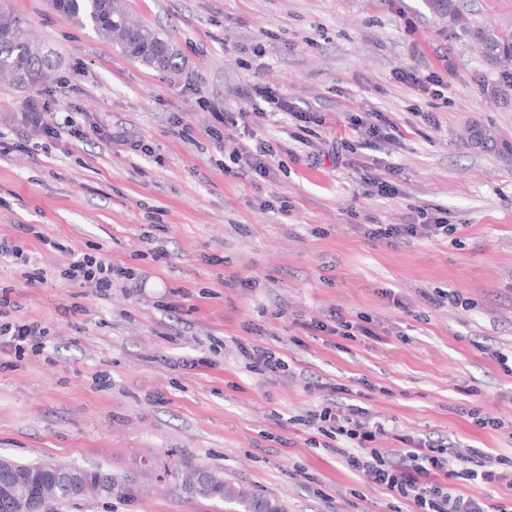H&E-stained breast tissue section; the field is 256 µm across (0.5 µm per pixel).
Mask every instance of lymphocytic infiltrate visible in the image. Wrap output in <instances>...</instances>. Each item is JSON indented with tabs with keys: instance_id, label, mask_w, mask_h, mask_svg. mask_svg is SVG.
<instances>
[{
	"instance_id": "f902f5d3",
	"label": "lymphocytic infiltrate",
	"mask_w": 512,
	"mask_h": 512,
	"mask_svg": "<svg viewBox=\"0 0 512 512\" xmlns=\"http://www.w3.org/2000/svg\"><path fill=\"white\" fill-rule=\"evenodd\" d=\"M366 233L390 243L418 236L438 237L447 235L448 220L437 213L419 223L370 224ZM60 275L74 284L91 285L102 295L135 278L132 269L87 253L71 257ZM11 293V287L0 285V350L8 348L20 355L28 342L45 338L48 329L36 321H6ZM347 393L345 385H337L334 397L305 414L290 417V424L301 426L307 433L308 445L335 452L366 483L387 489L397 501L410 503L413 512H512L502 505L488 508L455 489L463 482L492 484L512 478V459L464 448L444 437L423 440L404 435L400 447H380L379 439L390 434L386 421L367 408L346 402Z\"/></svg>"
}]
</instances>
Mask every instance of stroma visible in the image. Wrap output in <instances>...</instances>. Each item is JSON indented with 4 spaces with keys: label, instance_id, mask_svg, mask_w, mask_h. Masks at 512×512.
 Returning a JSON list of instances; mask_svg holds the SVG:
<instances>
[{
    "label": "stroma",
    "instance_id": "1",
    "mask_svg": "<svg viewBox=\"0 0 512 512\" xmlns=\"http://www.w3.org/2000/svg\"><path fill=\"white\" fill-rule=\"evenodd\" d=\"M124 3L178 46V74L117 55L47 0H0L55 62L29 94L39 123L21 119L27 94L0 85V140L14 145L0 155V236L45 272L31 285L0 257V283L14 288L10 321L50 330L40 352L0 350V456L117 475L201 466L286 512H390L389 491L286 424L331 397V385L366 381L363 407L394 431L383 447L400 434H443L512 457V433L477 428L466 414L512 419V103L484 94L499 72L472 39L425 0ZM460 7L473 27L512 30V0ZM405 68L438 72L440 94L398 81ZM241 86L275 91L296 112L276 127L225 123L245 106ZM376 111L400 133L381 149L359 147L338 119ZM68 115L84 137L43 134ZM475 125L497 148L468 139ZM300 127L303 144L290 137ZM113 134L137 150L114 146ZM339 136L354 146L346 168L327 156ZM237 142L273 147L266 176L233 163L223 147ZM365 162L394 164L398 195H365ZM437 208L449 236L390 246L364 234ZM86 252L136 269L140 287L102 299L62 280L59 267ZM230 276L240 286L225 287ZM439 289L463 305L430 304ZM335 309L372 318L373 336L341 340L295 323ZM250 322L283 353L286 376L246 370L237 344L252 341ZM144 484L132 498L58 512H225L174 480L145 474Z\"/></svg>",
    "mask_w": 512,
    "mask_h": 512
}]
</instances>
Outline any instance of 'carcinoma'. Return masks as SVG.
Returning <instances> with one entry per match:
<instances>
[{
	"label": "carcinoma",
	"mask_w": 512,
	"mask_h": 512,
	"mask_svg": "<svg viewBox=\"0 0 512 512\" xmlns=\"http://www.w3.org/2000/svg\"><path fill=\"white\" fill-rule=\"evenodd\" d=\"M428 8L448 17V26L458 28L478 44L483 60L496 67L512 60V33L474 28L459 9L457 0H426ZM53 7L82 28L108 38L118 53L150 69L179 71L178 47L154 28L130 20L123 0H52ZM51 55L29 37L28 22L0 11V82L31 90L39 86L52 67ZM499 102L512 100V75L484 88ZM73 472L82 491L58 478ZM179 487L189 498L220 499L232 512H285L280 500L249 491L207 468L186 465L175 470ZM142 491L141 476L119 477L99 467H62L52 463L22 464L0 457V512H49L50 506L92 498H127Z\"/></svg>",
	"instance_id": "1"
}]
</instances>
